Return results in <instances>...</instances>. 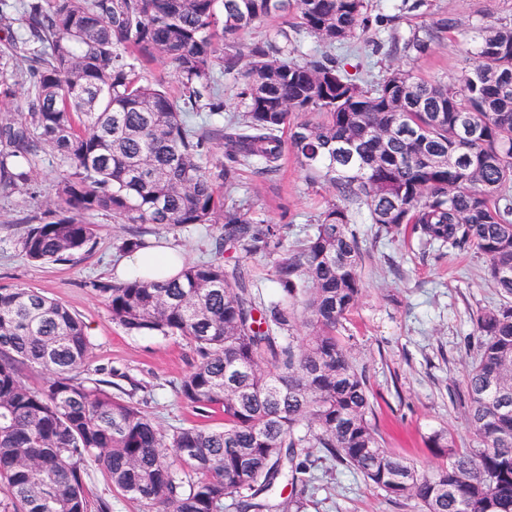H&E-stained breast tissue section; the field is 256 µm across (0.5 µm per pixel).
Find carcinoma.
Here are the masks:
<instances>
[{
    "label": "carcinoma",
    "mask_w": 512,
    "mask_h": 512,
    "mask_svg": "<svg viewBox=\"0 0 512 512\" xmlns=\"http://www.w3.org/2000/svg\"><path fill=\"white\" fill-rule=\"evenodd\" d=\"M22 32L0 50V196L31 181L48 149L67 167L54 208L29 225L26 259L63 262L95 236L89 218L122 224H218L216 253H278L280 297L260 309L244 270L187 264L166 281L99 285L112 322L134 334L181 336L199 360L179 397L217 406L224 427L160 429L137 404L81 377L90 355L83 323L64 304L0 288V512H92L85 475L95 465L144 512H301L312 466L299 448H323L391 500L421 512H512V22L480 23L462 77L426 79L391 70L368 85L329 48L371 28L367 0H19ZM294 15L326 50L304 54L257 41L236 70L238 37ZM413 31L404 52L421 56L434 34ZM32 56L27 113L10 61ZM163 59L176 94L136 71ZM237 72L245 111L195 127L190 113L221 114L215 69ZM301 118L292 120L293 113ZM288 130V140L281 133ZM226 163L207 167L211 140ZM291 152L306 181L334 200L310 222L300 248H284L233 197L237 166L267 175ZM389 231L410 224L422 241L474 250L502 303L477 314L478 354L466 373L472 446L451 432L430 447L445 462L419 470L384 450L371 424L366 375L340 328L362 292L361 248L350 206ZM303 316L306 335L293 333ZM25 368L47 372L25 385ZM292 486L278 501L275 489Z\"/></svg>",
    "instance_id": "obj_1"
}]
</instances>
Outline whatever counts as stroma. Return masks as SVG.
I'll return each mask as SVG.
<instances>
[{
    "mask_svg": "<svg viewBox=\"0 0 512 512\" xmlns=\"http://www.w3.org/2000/svg\"><path fill=\"white\" fill-rule=\"evenodd\" d=\"M370 3L375 16L403 13V35L440 17L453 22L419 58L392 51L387 44L374 47L369 34L336 48V55L364 65L374 76L399 67L426 78H460L470 65L467 49L474 26L512 21V0H418L417 8L410 10L404 9L403 0ZM61 171L53 153L42 154L29 186L10 197L0 196V287L37 290L67 306L84 322L91 343L85 377L101 381L110 392L125 393L164 430L222 427L221 412L196 410L178 395L181 381L197 361L189 341L127 333L113 323L106 298L96 290L97 285L112 283L109 269L122 257L121 242L135 232V225L115 223L111 214L100 212L92 218L96 238L91 248L74 260L39 264L21 255L19 241L47 209ZM237 182L234 198L252 218L281 227L290 246L298 244L308 220L332 197L331 192L308 186L290 155L272 176L252 165L239 167ZM354 230L361 247L363 291L344 333L351 338L356 363L366 371L374 403L371 422L386 451L428 469L438 463L428 444L433 432L446 428L458 447L472 444L460 397L466 370L477 353L474 319L481 310L499 305L501 297L479 254L429 246L407 230L381 232L363 208ZM218 234L213 224L174 229L150 224L143 238L171 242L190 264L215 259L228 267L243 263L263 302L275 300V256L216 255ZM312 458L314 481L305 512H417L413 501L388 499L360 474L331 461L323 449H313ZM86 488L93 506H106L107 512H142L140 503L113 490L102 468L90 469Z\"/></svg>",
    "mask_w": 512,
    "mask_h": 512,
    "instance_id": "obj_1",
    "label": "stroma"
}]
</instances>
